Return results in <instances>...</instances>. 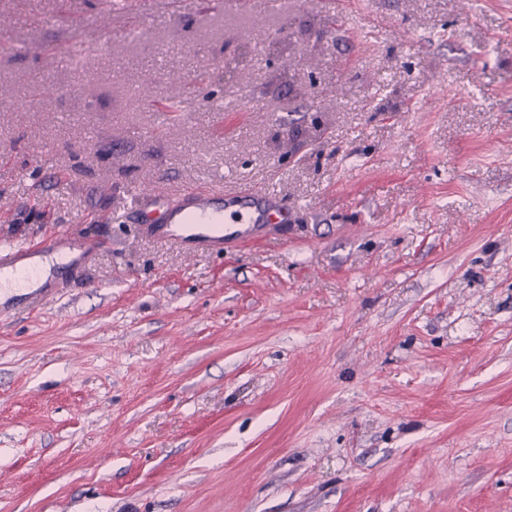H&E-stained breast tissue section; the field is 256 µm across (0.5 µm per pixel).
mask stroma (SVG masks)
Segmentation results:
<instances>
[{"label": "stroma", "instance_id": "35a3bbf8", "mask_svg": "<svg viewBox=\"0 0 512 512\" xmlns=\"http://www.w3.org/2000/svg\"><path fill=\"white\" fill-rule=\"evenodd\" d=\"M1 32L0 246L92 248L4 304L0 512H512V0H0ZM147 181L288 221L188 252Z\"/></svg>", "mask_w": 512, "mask_h": 512}]
</instances>
